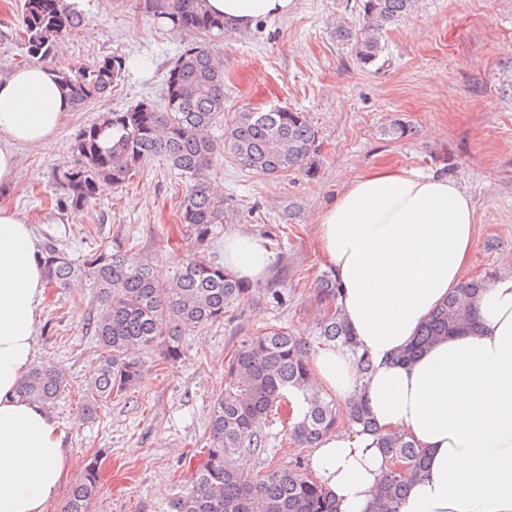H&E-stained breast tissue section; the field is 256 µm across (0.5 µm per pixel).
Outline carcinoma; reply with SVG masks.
<instances>
[{
	"label": "carcinoma",
	"instance_id": "carcinoma-1",
	"mask_svg": "<svg viewBox=\"0 0 512 512\" xmlns=\"http://www.w3.org/2000/svg\"><path fill=\"white\" fill-rule=\"evenodd\" d=\"M200 2L152 0L154 20L202 37L171 61L164 76L163 107L142 100L83 127L70 143V162L54 173L61 191L56 206L74 212L95 198L100 183L122 188L155 157L191 179L179 197L177 216L190 233L193 253L170 279L161 278L152 262L138 257L121 240L96 247L80 263L53 242L44 248L49 287L63 290L86 276L98 289L99 307L89 326L103 351L102 364L81 406L90 419L136 386L143 366L141 353L160 348L164 357L180 358V333L223 321L229 309L253 291L250 282L232 276L206 256L217 225L224 223V197L207 181L217 156L227 148L243 167L268 175L314 169L318 130L304 113L291 108L243 110L225 130L224 141L212 135L224 114V66L211 42L224 34L225 22L203 10ZM414 2L363 0L362 27L353 32L339 26L336 37L352 42L361 67L371 66L379 58L389 27L410 12ZM82 21L67 0H22L29 61L49 63L59 41ZM126 70L125 57L109 54L90 65L57 69L55 74L70 92L72 109L79 110L108 96ZM485 287L481 279L463 283L430 315L398 360L410 361L440 339L476 331L473 305ZM315 291L319 343L357 351L336 305L333 274L321 275ZM310 355L308 342L281 328L241 338L210 403L204 462L191 474L190 492L173 502V512H336L321 486L302 473L301 461L282 465L267 458L266 428L280 418L281 408L290 403L288 395L296 391L305 407L291 426L295 443L315 448L336 427L335 400L309 385ZM66 385L61 368L35 364L21 382L20 395L50 410ZM347 414L363 428L375 429L362 399L351 400ZM380 447L404 469L393 467L383 476L374 512H400L406 495L403 471L420 474L425 458L413 442L398 434L380 437ZM246 458L263 464L257 478L248 483L240 479ZM97 492L96 463L90 462L69 487L63 512H90Z\"/></svg>",
	"mask_w": 512,
	"mask_h": 512
}]
</instances>
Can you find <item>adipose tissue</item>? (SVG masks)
I'll list each match as a JSON object with an SVG mask.
<instances>
[{"mask_svg":"<svg viewBox=\"0 0 512 512\" xmlns=\"http://www.w3.org/2000/svg\"><path fill=\"white\" fill-rule=\"evenodd\" d=\"M295 0H205L233 31L288 15ZM71 105L51 69L0 74V191L12 185L21 145H47ZM337 303L359 351L325 347L311 358L315 385L340 402L362 395L377 432L327 434L310 468L338 512H371L390 464L379 434H404L425 454L401 512H512V274L476 301L480 330L432 345L407 363L397 355L458 288L471 253L474 209L455 181L379 167L353 179L316 217ZM272 253L242 233L224 240V268L262 281ZM42 252L31 224L0 201V512H48L68 475L58 421L18 387L36 356L45 298Z\"/></svg>","mask_w":512,"mask_h":512,"instance_id":"adipose-tissue-1","label":"adipose tissue"}]
</instances>
